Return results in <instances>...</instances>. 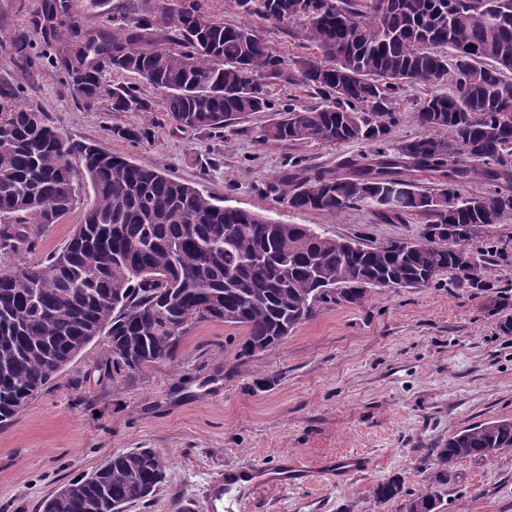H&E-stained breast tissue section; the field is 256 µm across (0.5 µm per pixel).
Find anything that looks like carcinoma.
<instances>
[{"instance_id": "cac0c4a2", "label": "carcinoma", "mask_w": 512, "mask_h": 512, "mask_svg": "<svg viewBox=\"0 0 512 512\" xmlns=\"http://www.w3.org/2000/svg\"><path fill=\"white\" fill-rule=\"evenodd\" d=\"M487 23L461 0H235L243 11L291 30L309 53L292 76L320 93L316 108L270 99L266 78L284 61L257 30L228 26L198 5L150 19L112 12V29L67 25L73 0H46L44 21L65 46L56 64L83 107L112 96L114 112H150L133 86L107 89L103 74H131L165 91L162 111L189 129H222L253 112H272L277 133L262 142L360 143L368 152L344 174L316 171L270 190L303 211L340 214L372 199L382 218H428L410 246L384 248L332 238L306 224H280L216 199L167 174L96 145L67 139L45 115L0 92V255L32 251L42 233L77 206L76 177L92 199L65 245L34 265L0 272V423L11 421L54 379L93 331L109 336L106 367L129 378L170 359L191 327H241L238 357L280 344L328 305H359L366 277L389 288L431 284L448 273L456 288L484 290L486 254L470 241L489 225L482 209L512 214V0H479ZM165 43L144 39L151 27ZM405 84L428 94L416 103L420 129L389 145L393 101ZM448 131V136L441 131ZM433 179L420 185L415 174ZM478 176L486 193L458 186ZM443 196V204L435 197ZM512 448V420L453 433L432 451V491L405 512H438L435 489L458 478L455 465ZM168 461L150 448L118 454L42 501L48 512H116L152 500ZM406 496L394 476L373 490L378 503Z\"/></svg>"}]
</instances>
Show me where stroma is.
Segmentation results:
<instances>
[{
    "label": "stroma",
    "instance_id": "35a3bbf8",
    "mask_svg": "<svg viewBox=\"0 0 512 512\" xmlns=\"http://www.w3.org/2000/svg\"><path fill=\"white\" fill-rule=\"evenodd\" d=\"M44 0H0V44L17 37L32 61L0 55V91L20 90L68 139L97 144L191 184L224 205L281 224H307L335 238L371 244L413 237L422 216L387 221L370 208L341 215L298 211L270 183L286 179L290 160L303 174L339 171L361 144L259 143L272 115L256 112L220 131L178 127L161 109L116 112L111 98L84 109L55 66L58 41L40 22ZM214 19L256 29L284 59L304 54L293 33L244 12L234 0H200ZM421 85L404 87L388 139L416 136ZM79 211L47 229L35 251L0 255V272L39 261L69 238ZM492 243L506 262L489 261L487 290L459 289L449 276L426 288H375L357 306L331 305L283 342L248 361L237 358L243 328L204 321L170 360L119 380L96 338L8 424L0 425V512H38L41 501L111 456L150 448L169 461L150 504L127 512H405L403 500L376 503L374 486L398 475L427 490L430 449L458 429L512 419V215L481 228L474 247ZM347 454L367 470L288 485L237 487L233 472L308 468ZM458 480L440 488L441 512H512V450L457 463Z\"/></svg>",
    "mask_w": 512,
    "mask_h": 512
}]
</instances>
